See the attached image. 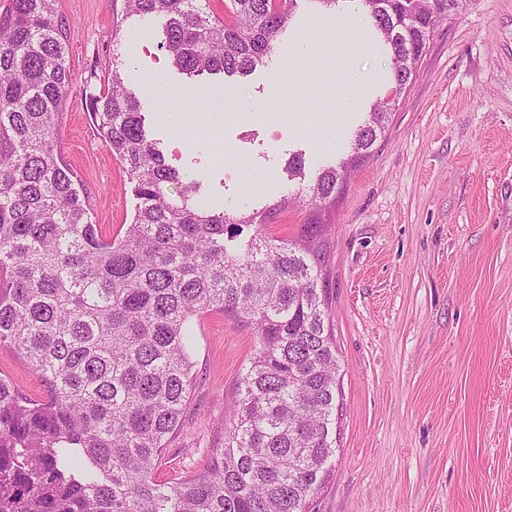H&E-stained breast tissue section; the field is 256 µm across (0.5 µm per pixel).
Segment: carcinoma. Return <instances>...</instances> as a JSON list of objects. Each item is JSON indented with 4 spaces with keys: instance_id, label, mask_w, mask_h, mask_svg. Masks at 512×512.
I'll return each instance as SVG.
<instances>
[{
    "instance_id": "carcinoma-1",
    "label": "carcinoma",
    "mask_w": 512,
    "mask_h": 512,
    "mask_svg": "<svg viewBox=\"0 0 512 512\" xmlns=\"http://www.w3.org/2000/svg\"><path fill=\"white\" fill-rule=\"evenodd\" d=\"M297 0H123L163 21L180 74L221 87L252 73ZM402 91L410 64L466 0H360ZM70 22L56 0H12L0 15V344L27 359L49 399L0 378V512H313L330 476L340 404L321 234L349 177L387 127V103L352 153L260 209H203L197 180L165 164L140 96L113 71L92 94L95 128L137 205L122 233L91 220L61 157ZM177 184L172 195L168 186ZM309 207L291 237L266 226ZM209 312L251 327L257 348L224 417V447L175 486L154 471L187 409L192 323Z\"/></svg>"
}]
</instances>
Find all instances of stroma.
<instances>
[{"label": "stroma", "mask_w": 512, "mask_h": 512, "mask_svg": "<svg viewBox=\"0 0 512 512\" xmlns=\"http://www.w3.org/2000/svg\"><path fill=\"white\" fill-rule=\"evenodd\" d=\"M69 20L60 139L94 222L117 233L136 199L98 139L90 94L111 69L151 106L167 163L202 181L207 207L249 210L350 152L364 113L346 88L395 97L370 160L350 179L329 233L328 314L343 416L331 477L314 512H512V0H469L433 36L415 80L389 81L390 57L358 0L339 13L297 0L271 57L224 89L238 110L205 119L206 94L180 80L162 25L121 0H57ZM351 40L353 61L330 58ZM256 346L251 328L209 313L195 323L194 381L158 466L175 485L224 445V412ZM0 376L28 397L46 389L0 345Z\"/></svg>", "instance_id": "1"}]
</instances>
